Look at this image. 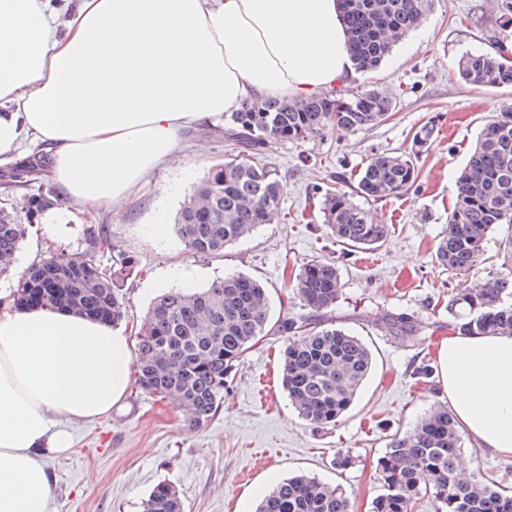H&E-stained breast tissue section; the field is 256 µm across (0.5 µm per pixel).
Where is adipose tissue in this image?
<instances>
[{"mask_svg": "<svg viewBox=\"0 0 512 512\" xmlns=\"http://www.w3.org/2000/svg\"><path fill=\"white\" fill-rule=\"evenodd\" d=\"M340 0H0V160L49 155L69 204L111 207L168 164L184 130L247 100H304L353 75ZM457 420L512 455V335L449 336L438 353ZM111 322L0 304V512H49L41 454L58 420L111 413L129 383Z\"/></svg>", "mask_w": 512, "mask_h": 512, "instance_id": "ef3b65f1", "label": "adipose tissue"}]
</instances>
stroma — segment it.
Returning <instances> with one entry per match:
<instances>
[{
	"label": "stroma",
	"instance_id": "obj_1",
	"mask_svg": "<svg viewBox=\"0 0 512 512\" xmlns=\"http://www.w3.org/2000/svg\"><path fill=\"white\" fill-rule=\"evenodd\" d=\"M502 21L500 7L489 0H432L420 26L399 40L377 69L356 72L349 81L353 88L394 95L397 103L388 118L358 132L331 128L270 144L258 161L285 185L280 208L270 223L222 254L192 255L173 225L196 185L237 153L224 138L220 118L184 131L174 161L150 173L146 189L101 210L93 222L75 219L66 242H57L47 225H29L10 275L0 276V302L11 299L29 266L61 252L95 250V230L138 259L124 283L119 324L131 341L153 303L181 288L177 270L192 271L197 290L228 275H250L268 288L276 318L306 314L286 276L326 258L340 271L341 294L316 323L361 337L374 356L349 411L322 431L298 418L281 387L285 339L279 335L249 349L223 409L201 426L190 422L184 408L131 383L111 415L68 424L73 446L67 453L44 454L53 482L49 512H142L144 500L163 483L178 491L184 512H254L275 483L297 474L340 486L353 512H372L381 493L378 458L395 433L413 428L434 403L446 400L439 375L424 384L416 377L420 365L437 366L439 347L453 332L442 302L449 289L480 287L499 271V244L512 232L504 225L490 232L483 262L468 275L435 259L461 169L488 117L512 107V87L477 89L457 74L462 55L491 49ZM431 123L437 129L408 194L363 203L389 225L385 242L361 250L331 238L320 213L325 190L355 195L357 174L373 155L410 152L415 133ZM161 214L167 222L160 227ZM385 313L413 315L423 326L414 336L395 338L379 323ZM460 451L466 467L491 471L512 487V456L477 448L466 435ZM340 454L354 459L341 472L333 465Z\"/></svg>",
	"mask_w": 512,
	"mask_h": 512
}]
</instances>
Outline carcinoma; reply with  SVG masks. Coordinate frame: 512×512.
I'll return each instance as SVG.
<instances>
[{"label":"carcinoma","mask_w":512,"mask_h":512,"mask_svg":"<svg viewBox=\"0 0 512 512\" xmlns=\"http://www.w3.org/2000/svg\"><path fill=\"white\" fill-rule=\"evenodd\" d=\"M348 49L356 68H376L395 40L417 28L428 0H341ZM497 50L466 54L458 62L462 80L473 87L512 86V52L503 38ZM393 97L378 90L321 95L308 100L265 98L244 102L224 115V136L242 147L238 157L212 168L182 207L177 226L186 249L200 257L224 248L266 224L278 212L284 185L272 170L252 158L271 143L299 140L329 126L341 133L372 127L393 110ZM419 151L407 155L376 154L358 174V192L365 199L407 193L419 176ZM38 162L4 176L8 194L42 177ZM56 203L51 191L26 199L24 214L0 207V275L9 272L25 236V225L37 221ZM323 224L331 236L350 247L371 249L388 236V225L346 194H325ZM512 227V109L488 120L458 179L448 227L437 245L436 261L458 274L480 262L494 226ZM504 264L485 287L448 291V315L461 332L512 335V235L504 242ZM137 266L128 251L112 255L106 269L92 252L60 254L30 267L16 291V303L39 293L51 307L83 313L107 312L123 317L122 286ZM293 293L309 314L270 321V302L256 280L233 275L199 291L171 290L161 296L141 327L134 365L138 384L148 394L188 408L195 423L212 419L224 406V392L236 363L260 338L273 331L286 338L282 383L301 419L326 428L351 406L373 365L372 351L360 337L340 328L319 329L311 317L336 304L341 291L333 262L304 265L292 283ZM388 332L403 336L417 321L407 313L382 317ZM460 435L455 415L435 404L416 427L391 440L377 463L383 487L373 512H413L421 494L435 512H512V495L493 477L460 473ZM176 491L157 485L142 512H183ZM256 512H351L338 486L304 475L283 479L260 500Z\"/></svg>","instance_id":"carcinoma-1"}]
</instances>
